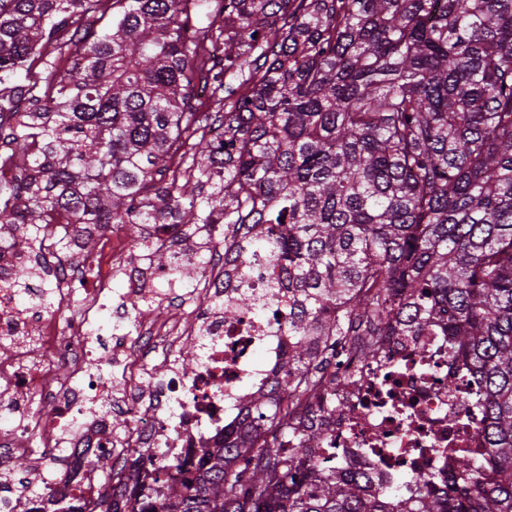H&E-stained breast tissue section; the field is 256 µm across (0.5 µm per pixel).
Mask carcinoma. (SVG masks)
Returning <instances> with one entry per match:
<instances>
[{"label":"carcinoma","mask_w":512,"mask_h":512,"mask_svg":"<svg viewBox=\"0 0 512 512\" xmlns=\"http://www.w3.org/2000/svg\"><path fill=\"white\" fill-rule=\"evenodd\" d=\"M99 0H0V81ZM114 0L47 90L0 92V247L19 230L73 254L70 228L158 234L224 280L262 277L283 303L288 357L246 395L238 435L131 512H512V0ZM248 91L237 93L225 78ZM199 82L224 114L193 112ZM439 328L478 386L484 448H450V485L410 505L339 475L322 400L336 345Z\"/></svg>","instance_id":"cac0c4a2"}]
</instances>
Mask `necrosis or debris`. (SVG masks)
<instances>
[{
    "instance_id": "4bbe7bcc",
    "label": "necrosis or debris",
    "mask_w": 512,
    "mask_h": 512,
    "mask_svg": "<svg viewBox=\"0 0 512 512\" xmlns=\"http://www.w3.org/2000/svg\"><path fill=\"white\" fill-rule=\"evenodd\" d=\"M34 244L14 233L0 249V411L17 423L0 433V465L29 452L32 441L43 447H66L60 477L52 485L69 512H96L108 495L116 512H130L140 496L137 486L113 488L93 470L92 460L114 459L119 473L136 468L145 482L183 483L204 461V451L222 445L233 431L241 399L271 378L288 351L283 322L272 313L256 315L225 309L243 292L265 298L264 280H207L203 287H182L183 267L156 270L147 256L120 245H99L100 284L123 274L127 311L152 302L144 328L149 351L162 357L150 364L127 335L112 336V379L90 368L98 352L92 344L99 293L76 298V276L55 274L52 308L39 298L16 301L15 273L33 264ZM201 345L191 367L176 358L177 346ZM382 354L361 362L348 342L337 345L329 369L331 393L344 408L332 439L314 456L338 473L370 472L376 486L396 487L410 497L417 473L451 480L454 464L446 448L451 439L478 448L475 428L463 420L477 418L470 395L473 376L464 362L449 364L447 337L385 336ZM40 408H33V400ZM124 414L129 425L116 436L112 422Z\"/></svg>"
}]
</instances>
